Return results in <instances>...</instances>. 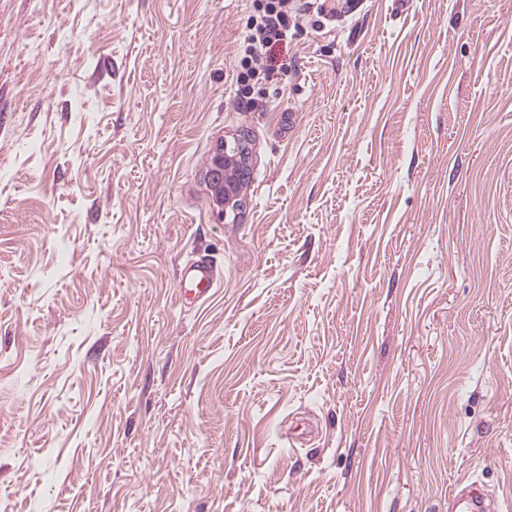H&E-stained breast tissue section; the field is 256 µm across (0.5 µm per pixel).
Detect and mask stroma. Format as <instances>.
Segmentation results:
<instances>
[{
  "instance_id": "35a3bbf8",
  "label": "stroma",
  "mask_w": 512,
  "mask_h": 512,
  "mask_svg": "<svg viewBox=\"0 0 512 512\" xmlns=\"http://www.w3.org/2000/svg\"><path fill=\"white\" fill-rule=\"evenodd\" d=\"M249 16L0 0V502L512 512V0L307 16L246 101ZM246 148L239 139L235 143L224 141L216 146L210 162L212 191L220 203L227 209L238 210L242 204L237 197L238 181L246 165ZM217 269L212 261L201 256L187 263L180 272L177 291L179 297L190 293L200 294L209 292L216 282ZM499 498L473 482L462 480L448 493V512H502Z\"/></svg>"
}]
</instances>
